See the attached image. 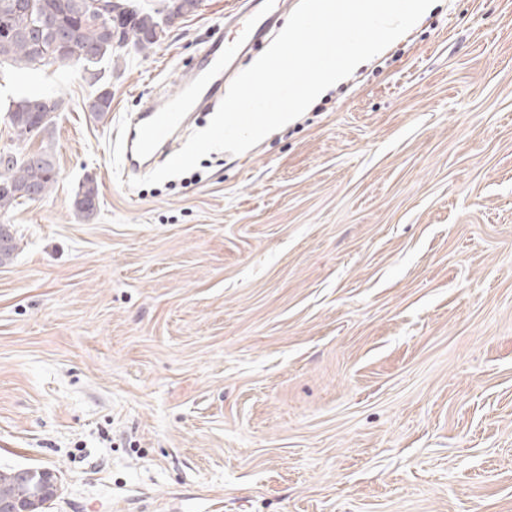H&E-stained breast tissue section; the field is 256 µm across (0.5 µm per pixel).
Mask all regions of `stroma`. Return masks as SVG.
<instances>
[{
	"label": "stroma",
	"mask_w": 512,
	"mask_h": 512,
	"mask_svg": "<svg viewBox=\"0 0 512 512\" xmlns=\"http://www.w3.org/2000/svg\"><path fill=\"white\" fill-rule=\"evenodd\" d=\"M235 2L0 66V152L58 172L0 214V469L52 472L46 512H512V0H436L251 150L119 185L120 118L238 41ZM51 97L33 96L13 100L8 107L10 126L19 136H38L49 131L55 112H50ZM98 194L96 181L93 178H86L76 194V208L87 217L93 215L97 209Z\"/></svg>",
	"instance_id": "obj_1"
}]
</instances>
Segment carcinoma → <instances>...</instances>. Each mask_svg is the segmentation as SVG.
<instances>
[{"label":"carcinoma","mask_w":512,"mask_h":512,"mask_svg":"<svg viewBox=\"0 0 512 512\" xmlns=\"http://www.w3.org/2000/svg\"><path fill=\"white\" fill-rule=\"evenodd\" d=\"M199 0H168V18L196 10ZM0 65L10 62L20 69L55 63H93L112 53L108 28L122 32L125 43L141 49L160 38L158 12L138 8L133 0H112V14L101 12L96 0H0ZM51 98L23 97L8 107L10 126L18 135L38 136L49 131L54 113ZM57 181L53 158L44 151L13 158L0 167V214L26 201L45 196ZM98 185L85 179L76 194L75 206L86 216L97 209ZM39 471L22 478L15 468L0 469V497H11L21 505L37 500L34 512H43L57 492Z\"/></svg>","instance_id":"carcinoma-1"}]
</instances>
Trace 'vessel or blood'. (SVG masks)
Returning a JSON list of instances; mask_svg holds the SVG:
<instances>
[{"mask_svg": "<svg viewBox=\"0 0 512 512\" xmlns=\"http://www.w3.org/2000/svg\"><path fill=\"white\" fill-rule=\"evenodd\" d=\"M246 46L262 43L277 24V16L268 12L246 11L237 16ZM235 46L213 42L197 70L183 75L176 91L161 95L130 118L125 136L124 170L150 167L180 132L189 116L220 98L229 76L224 60L233 55Z\"/></svg>", "mask_w": 512, "mask_h": 512, "instance_id": "1", "label": "vessel or blood"}]
</instances>
